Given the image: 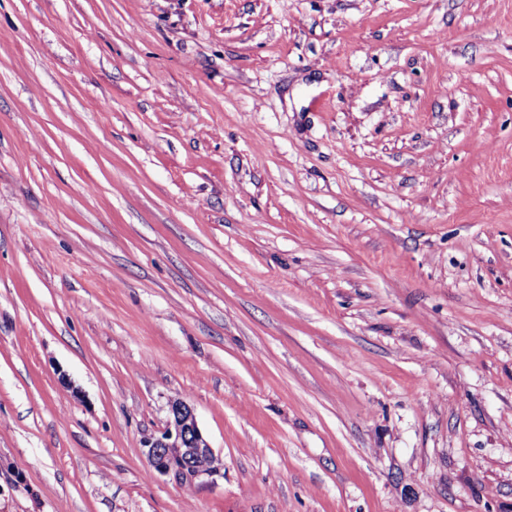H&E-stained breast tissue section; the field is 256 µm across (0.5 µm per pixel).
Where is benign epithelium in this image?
I'll use <instances>...</instances> for the list:
<instances>
[{
	"mask_svg": "<svg viewBox=\"0 0 512 512\" xmlns=\"http://www.w3.org/2000/svg\"><path fill=\"white\" fill-rule=\"evenodd\" d=\"M170 413L173 420L161 436L144 442L153 470L171 474L182 481L219 473L221 467L205 463L215 454L199 429L191 408L182 401L174 400L170 404Z\"/></svg>",
	"mask_w": 512,
	"mask_h": 512,
	"instance_id": "1",
	"label": "benign epithelium"
}]
</instances>
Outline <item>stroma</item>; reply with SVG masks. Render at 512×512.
Segmentation results:
<instances>
[{"label": "stroma", "mask_w": 512, "mask_h": 512, "mask_svg": "<svg viewBox=\"0 0 512 512\" xmlns=\"http://www.w3.org/2000/svg\"><path fill=\"white\" fill-rule=\"evenodd\" d=\"M0 512H512V0H0ZM170 413L173 420L161 436L144 442L153 470L160 474H171L182 481L219 473L221 466L205 463L206 459L218 457L199 429L191 408L175 400L170 404Z\"/></svg>", "instance_id": "obj_1"}]
</instances>
